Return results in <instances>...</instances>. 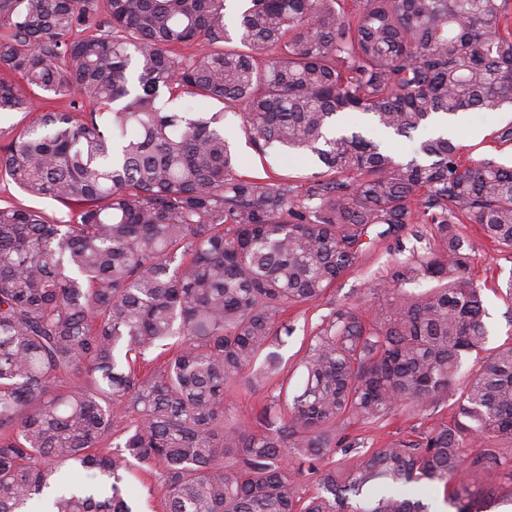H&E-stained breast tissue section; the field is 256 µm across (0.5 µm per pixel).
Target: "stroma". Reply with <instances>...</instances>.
<instances>
[{"mask_svg": "<svg viewBox=\"0 0 512 512\" xmlns=\"http://www.w3.org/2000/svg\"><path fill=\"white\" fill-rule=\"evenodd\" d=\"M224 126L231 136L236 153L242 164L239 175L245 177H270L277 179L282 173L281 161L261 159L251 141L241 128V117L226 113ZM512 128V106L505 105L496 110L462 111L457 115L453 140L459 145L463 158L474 160L492 159L512 164V141L500 138L504 130ZM460 229L473 239L476 247L472 255L470 275L483 288L484 305L489 312L486 320L491 345L502 343L512 336V323L504 316L507 302L504 287L512 279V252L498 249L493 243L481 239L477 225L464 223ZM420 238L404 235L401 242L382 241L371 245L358 267L339 280L331 288L328 299L333 304H358L363 309L372 308L376 292L384 290L395 267L403 262H413L426 254L431 242L430 225H420ZM319 309H293L282 316L281 321L289 334L280 352L285 365L284 373L290 381H297L295 371L297 352L304 343L311 323L316 322ZM451 396L442 397L435 407L420 412H406L390 420L375 424L350 421L349 433L365 437L369 446L385 448L397 440L429 430L448 419Z\"/></svg>", "mask_w": 512, "mask_h": 512, "instance_id": "35a3bbf8", "label": "stroma"}]
</instances>
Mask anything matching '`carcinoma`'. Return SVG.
Wrapping results in <instances>:
<instances>
[{"instance_id":"carcinoma-1","label":"carcinoma","mask_w":512,"mask_h":512,"mask_svg":"<svg viewBox=\"0 0 512 512\" xmlns=\"http://www.w3.org/2000/svg\"><path fill=\"white\" fill-rule=\"evenodd\" d=\"M345 2L250 0L227 48L226 0H0V72L26 84L0 77V113L35 115L0 174L76 206L0 205V512H138L133 467L158 476L163 512H430L440 485L456 512L512 502L488 483L512 453V339L487 347L454 228L512 251V167L464 165L442 136L399 160L326 135L349 113L411 139L512 104L505 0ZM237 107L259 151L316 159L303 191L237 175ZM422 215L434 249L397 266L372 316L321 315L301 385L278 380L279 317ZM417 278L437 285L401 291ZM452 389L429 431L388 448L347 433ZM262 390L255 425L226 423L227 398Z\"/></svg>"}]
</instances>
